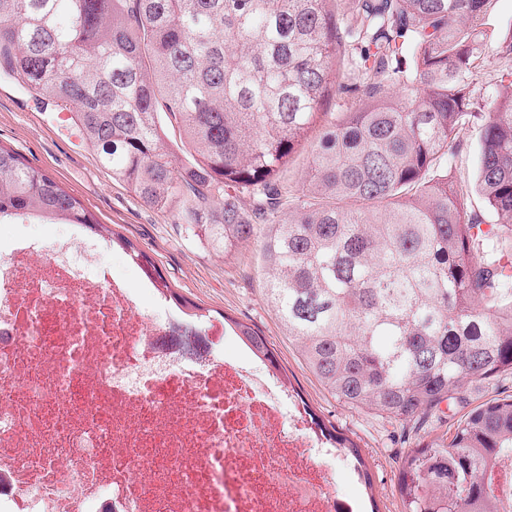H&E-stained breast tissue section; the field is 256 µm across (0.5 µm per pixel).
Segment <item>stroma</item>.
I'll use <instances>...</instances> for the list:
<instances>
[{"instance_id": "35a3bbf8", "label": "stroma", "mask_w": 512, "mask_h": 512, "mask_svg": "<svg viewBox=\"0 0 512 512\" xmlns=\"http://www.w3.org/2000/svg\"><path fill=\"white\" fill-rule=\"evenodd\" d=\"M58 111V106L0 68V146L16 152L78 196L100 223L130 239L153 261L172 291L198 306L194 317L169 308L156 289L146 287L141 269L124 250L112 246L109 239H98L99 262L132 290L139 312L169 314L172 334L165 338L164 349L183 357L210 351L245 360L249 354L237 336L219 341L210 331L228 318L258 329L276 352L281 376L289 387L359 447L370 487H363L356 477L338 469L335 459L324 461L335 471L341 492L353 499L372 495L378 512H404L399 477L406 456L419 444L449 438L466 407L446 411L442 421L421 426L337 401L307 367L267 302L268 273L259 243H243L225 253L217 251L183 223L188 199L176 198L163 211L143 205L113 180L82 139L72 120L75 106H68L65 121L58 118ZM74 230L71 224L5 220L0 222V248L6 250L16 241L33 239L49 249Z\"/></svg>"}]
</instances>
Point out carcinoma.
I'll use <instances>...</instances> for the list:
<instances>
[{
    "label": "carcinoma",
    "mask_w": 512,
    "mask_h": 512,
    "mask_svg": "<svg viewBox=\"0 0 512 512\" xmlns=\"http://www.w3.org/2000/svg\"><path fill=\"white\" fill-rule=\"evenodd\" d=\"M0 0V66L73 104L112 179L148 207L190 192L183 216L226 251L258 240L266 298L320 383L344 405L399 422L463 401L473 380L512 373V70L473 97L490 0ZM364 82L322 123L343 79ZM191 156L178 167L161 117ZM481 123L476 191L438 170ZM322 127L302 200L279 182ZM435 176L428 177L429 172ZM253 198L257 224L228 189ZM104 230L80 198L0 147V221ZM153 282L159 270L117 236ZM279 369L266 337L224 319ZM328 440L359 448L310 415ZM512 456V397L471 410L449 442L415 448L400 472L406 512H497L496 462Z\"/></svg>",
    "instance_id": "obj_1"
}]
</instances>
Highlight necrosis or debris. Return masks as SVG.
Here are the masks:
<instances>
[{"label": "necrosis or debris", "instance_id": "obj_1", "mask_svg": "<svg viewBox=\"0 0 512 512\" xmlns=\"http://www.w3.org/2000/svg\"><path fill=\"white\" fill-rule=\"evenodd\" d=\"M74 235L0 255V512H361L293 391L258 359L157 350L162 319ZM41 266H34L37 254Z\"/></svg>", "mask_w": 512, "mask_h": 512}]
</instances>
